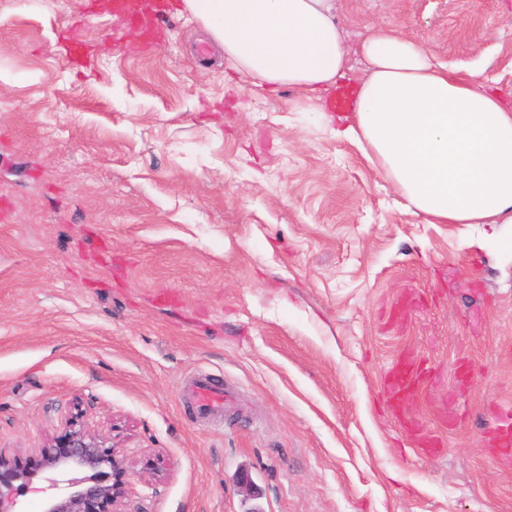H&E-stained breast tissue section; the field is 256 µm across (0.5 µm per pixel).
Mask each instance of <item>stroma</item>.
<instances>
[{
	"instance_id": "stroma-1",
	"label": "stroma",
	"mask_w": 512,
	"mask_h": 512,
	"mask_svg": "<svg viewBox=\"0 0 512 512\" xmlns=\"http://www.w3.org/2000/svg\"><path fill=\"white\" fill-rule=\"evenodd\" d=\"M103 2L0 0V452L79 421L129 512H512V224L425 223L182 0L149 50ZM335 2L352 81L381 25L512 92V0ZM192 402L201 418L221 413L229 402V395L224 389L214 387L209 380L198 379L192 389Z\"/></svg>"
}]
</instances>
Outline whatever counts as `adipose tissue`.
<instances>
[{
	"label": "adipose tissue",
	"instance_id": "ef3b65f1",
	"mask_svg": "<svg viewBox=\"0 0 512 512\" xmlns=\"http://www.w3.org/2000/svg\"><path fill=\"white\" fill-rule=\"evenodd\" d=\"M241 76L295 88L307 111L345 78L334 0H184ZM367 75L348 115H321L430 224H512V99L436 62L388 27L362 43Z\"/></svg>",
	"mask_w": 512,
	"mask_h": 512
}]
</instances>
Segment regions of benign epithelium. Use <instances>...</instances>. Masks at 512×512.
<instances>
[{
	"label": "benign epithelium",
	"instance_id": "7a95c632",
	"mask_svg": "<svg viewBox=\"0 0 512 512\" xmlns=\"http://www.w3.org/2000/svg\"><path fill=\"white\" fill-rule=\"evenodd\" d=\"M51 486L63 493L50 499L43 512H122L115 506L125 496L120 482L107 484L99 475L110 467L114 473L127 471V458L116 446L84 430L78 421L39 449ZM91 470L98 477L81 476ZM32 482L31 474L13 467L0 453V512H17L18 497Z\"/></svg>",
	"mask_w": 512,
	"mask_h": 512
}]
</instances>
